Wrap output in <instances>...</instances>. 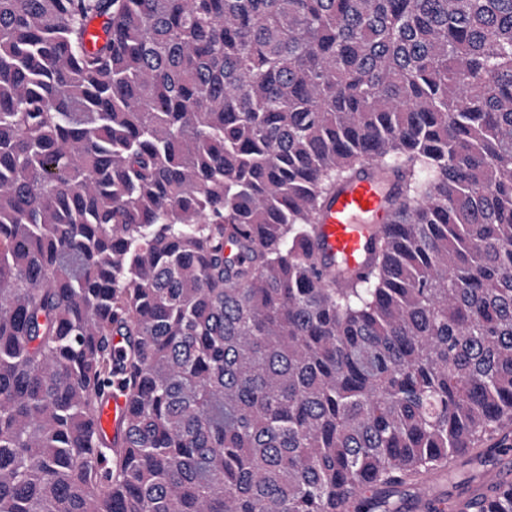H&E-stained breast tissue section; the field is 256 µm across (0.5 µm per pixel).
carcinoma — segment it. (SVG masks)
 Listing matches in <instances>:
<instances>
[{"mask_svg": "<svg viewBox=\"0 0 512 512\" xmlns=\"http://www.w3.org/2000/svg\"><path fill=\"white\" fill-rule=\"evenodd\" d=\"M508 441L512 0H0V512H410ZM397 217V187L380 163L366 164L325 201L317 221L315 272L337 288L361 275L375 239ZM128 410V401L123 393L114 390L111 395L101 399L99 410L93 422V428L98 436L115 435L120 421Z\"/></svg>", "mask_w": 512, "mask_h": 512, "instance_id": "obj_1", "label": "carcinoma"}]
</instances>
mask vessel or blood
<instances>
[{"mask_svg": "<svg viewBox=\"0 0 512 512\" xmlns=\"http://www.w3.org/2000/svg\"><path fill=\"white\" fill-rule=\"evenodd\" d=\"M396 217V184L380 163L369 162L357 178L340 184L324 203L317 221L316 273L339 287L361 275L373 241L388 231ZM127 410L123 393L115 391L104 396L93 422L96 434H115ZM480 484L482 493H463L448 502L422 492L421 505L429 512H468L475 504L482 512H488L489 491L502 489V475L496 470L486 472Z\"/></svg>", "mask_w": 512, "mask_h": 512, "instance_id": "b4317fda", "label": "vessel or blood"}]
</instances>
